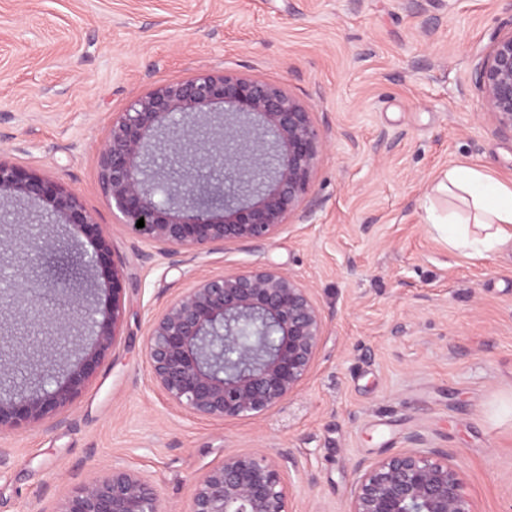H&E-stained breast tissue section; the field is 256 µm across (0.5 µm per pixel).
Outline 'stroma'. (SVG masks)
<instances>
[{"mask_svg":"<svg viewBox=\"0 0 512 512\" xmlns=\"http://www.w3.org/2000/svg\"><path fill=\"white\" fill-rule=\"evenodd\" d=\"M512 29V0H0V159L60 181L112 240L121 338L55 420L0 433V512H54L120 465L161 512H188L228 453H266L290 512H346L360 465L415 448L447 455L476 512H512V252L449 251L425 222L448 168L512 180L474 58ZM274 83L325 142L310 217L264 244L159 255L112 214L99 183L112 115L199 72ZM88 243L41 255L33 298L102 280ZM275 265L307 288L323 342L298 391L268 413L195 419L156 390L143 344L183 289Z\"/></svg>","mask_w":512,"mask_h":512,"instance_id":"obj_1","label":"stroma"}]
</instances>
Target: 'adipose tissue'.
<instances>
[{
    "instance_id": "adipose-tissue-1",
    "label": "adipose tissue",
    "mask_w": 512,
    "mask_h": 512,
    "mask_svg": "<svg viewBox=\"0 0 512 512\" xmlns=\"http://www.w3.org/2000/svg\"><path fill=\"white\" fill-rule=\"evenodd\" d=\"M431 195L458 199L462 208L443 212L426 209V222L449 250L469 255L512 252V182L498 180L484 170L455 166L432 186Z\"/></svg>"
}]
</instances>
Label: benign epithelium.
Segmentation results:
<instances>
[{
  "mask_svg": "<svg viewBox=\"0 0 512 512\" xmlns=\"http://www.w3.org/2000/svg\"><path fill=\"white\" fill-rule=\"evenodd\" d=\"M476 86L496 130L512 135V30L499 34L474 67ZM323 140L303 104L282 87L231 72L199 73L137 97L112 118L100 156L103 192L133 237L164 255L195 257L217 247L266 243L293 215L312 213L307 196ZM224 175L233 195L217 198L202 172ZM44 204L34 220L52 218L64 239L20 236L12 248L20 287L5 306L15 310L24 345L36 328L45 344L58 342L72 318L80 347L63 379L48 390L22 384L0 394V431L48 422L89 383L117 345L124 319L123 273L101 225L59 182L0 160V200ZM144 227H136L139 219ZM84 237L87 266L104 279L92 302L46 307L28 301L33 256ZM257 339L233 362L223 345L240 329ZM272 333L267 341L266 333ZM324 333V318L309 289L274 265L205 279L183 290L153 320L144 357L155 386L191 416L217 420L263 414L301 385ZM290 486L278 461L261 453H233L201 474L189 512H289ZM56 512H160L148 480L121 467L76 485ZM348 512H475L457 470L436 452L407 450L359 471Z\"/></svg>",
  "mask_w": 512,
  "mask_h": 512,
  "instance_id": "benign-epithelium-1",
  "label": "benign epithelium"
}]
</instances>
